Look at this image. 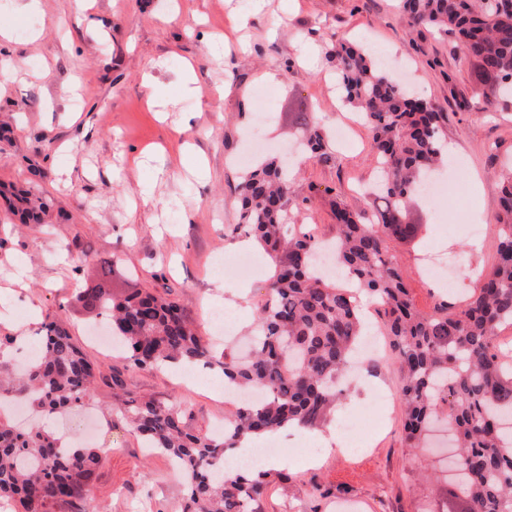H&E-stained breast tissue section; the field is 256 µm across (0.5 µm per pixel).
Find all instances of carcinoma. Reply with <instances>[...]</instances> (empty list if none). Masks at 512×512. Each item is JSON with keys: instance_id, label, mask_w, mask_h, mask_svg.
<instances>
[{"instance_id": "obj_1", "label": "carcinoma", "mask_w": 512, "mask_h": 512, "mask_svg": "<svg viewBox=\"0 0 512 512\" xmlns=\"http://www.w3.org/2000/svg\"><path fill=\"white\" fill-rule=\"evenodd\" d=\"M411 24L458 35L465 58L478 66L477 104L486 111L512 103V0H399ZM340 74V95L361 113L372 133L381 195L372 217L338 205L335 257L357 288L316 271L321 242L303 224L288 223V175L275 159L248 170L240 183L239 228L271 262L266 298L249 331L250 353H215L187 321L178 302L134 289L116 296L102 285L78 299L112 322V343H122L125 370L160 364L205 365L224 383L264 394L257 405L235 408L225 417L224 436L190 432L173 405L142 400L130 423L149 447L165 453L187 490L183 512H258L268 471L224 474L226 451L246 436L277 433L292 426L324 423L344 390L336 386L363 335L360 298L378 305L379 325L402 372L404 440L423 448L434 418L445 413L455 431L459 487L470 512H512V430L499 419L512 417V361L497 331L512 326V172L504 175L492 265L478 274L463 296L439 293L419 308L402 270L390 259L387 241L412 244L422 225L408 234L407 212L419 185L438 173L447 151L443 113L411 97L370 53L344 42L332 50ZM311 159L328 157L319 128L305 134ZM10 212L21 224H41L51 207L45 197L12 187ZM38 361L21 384L0 380L1 396H20L48 415H60L93 396L98 366L55 319L42 323ZM106 451L60 441L40 427L20 430L0 421V499L18 512H53L80 496L81 479L104 460Z\"/></svg>"}]
</instances>
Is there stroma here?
Here are the masks:
<instances>
[{"label":"stroma","mask_w":512,"mask_h":512,"mask_svg":"<svg viewBox=\"0 0 512 512\" xmlns=\"http://www.w3.org/2000/svg\"><path fill=\"white\" fill-rule=\"evenodd\" d=\"M0 183L54 201L42 224L18 227L0 201V334L19 317L38 330L46 317L69 329L102 374L89 404L49 428L67 427L77 442L105 448L102 465L60 512H183L185 491L164 454L144 448L123 414L142 397L175 404L187 426L210 432L228 415L224 382L212 371L185 381L180 369L157 366L109 383L124 368L119 353L89 340L95 311L78 289L107 282L113 292H170L199 334L212 337V307L231 312L246 336L265 297L260 273H218L238 254V159L251 131L263 144L256 158L279 156L293 175L288 216L317 239L336 233L337 205L363 206L360 185L374 178L371 131L342 106L329 44L343 37L381 55L416 96L447 118L449 179L459 194L415 198L411 223L422 225L427 250L464 271L487 268L497 243L498 173L512 160V108L473 110L475 66L454 35L410 27L396 0H36L17 13L0 0ZM191 64L198 91L176 80ZM353 119L349 140L334 139L329 158L307 159L297 140L307 126L333 128ZM483 226L474 236L473 226ZM114 255L109 274L98 260ZM388 405L368 399L378 386ZM393 355L368 377L347 384V397L327 425L374 419L366 448L332 451L318 464L281 455L260 501L262 512H442L446 483L422 477L435 454L402 442L404 403Z\"/></svg>","instance_id":"stroma-1"}]
</instances>
